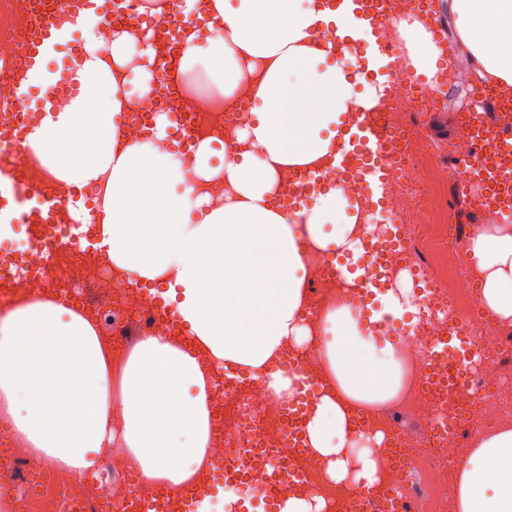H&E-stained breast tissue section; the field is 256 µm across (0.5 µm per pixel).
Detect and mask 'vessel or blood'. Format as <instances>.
I'll list each match as a JSON object with an SVG mask.
<instances>
[{"instance_id": "1", "label": "vessel or blood", "mask_w": 512, "mask_h": 512, "mask_svg": "<svg viewBox=\"0 0 512 512\" xmlns=\"http://www.w3.org/2000/svg\"><path fill=\"white\" fill-rule=\"evenodd\" d=\"M54 2V11L38 16L30 27L21 79L9 103L15 113L14 121L0 129V223L28 225L51 255L60 248L59 240L51 233L54 213L57 206L67 200L68 193L62 189L48 196L38 189L24 187L25 170L17 164L16 158L26 146L30 128L29 93L35 85L41 61L68 37L62 28L63 19H75L83 9L109 18L122 11L124 0ZM181 2L167 0L168 17L160 25L161 31L177 48L182 45L177 24ZM325 4L338 20L330 34L341 49L352 45L377 46L379 31L393 24L401 12L432 18L437 15L436 0H325ZM382 110L383 105L378 102L360 112L357 121L344 129L334 155L335 164L340 168L353 155H362L367 162L364 174L377 185L381 184L387 170L386 155L392 138L379 120ZM462 123L479 148L489 140L497 145L496 161H489L481 151L477 153L471 166L473 177L468 193L485 195L500 205L502 211L512 214V98L503 97L488 84H479L473 93V107L463 115ZM448 344L460 350L448 366V378L457 388H466L478 366L468 346L467 333L461 329L453 332Z\"/></svg>"}]
</instances>
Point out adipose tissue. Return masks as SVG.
I'll return each mask as SVG.
<instances>
[{
    "label": "adipose tissue",
    "mask_w": 512,
    "mask_h": 512,
    "mask_svg": "<svg viewBox=\"0 0 512 512\" xmlns=\"http://www.w3.org/2000/svg\"><path fill=\"white\" fill-rule=\"evenodd\" d=\"M452 11L478 75L512 89V0H452ZM181 13L189 25L182 72L201 60L208 66L195 98L206 103L218 94L232 108L245 95L255 103L225 147L223 166L210 163L211 139L187 149L170 140L163 112L140 140H123V70L143 57L138 91L149 94L155 51L139 46L138 32L120 30L102 52L92 13L78 20L85 40L67 67L78 93L63 108L46 107L27 137L44 167L75 190L70 211L95 223L127 282L167 284L181 327L172 336L140 337L116 362L96 325L69 302L11 307L0 317V417L53 468L94 471L100 451L115 443L149 483L177 493L209 460L214 370L266 374L273 397L291 403L301 377L280 365V353L313 344L328 384L308 410L305 443L332 481L374 486L377 466L358 446L363 436L350 411L401 394L403 362L378 323L413 311L411 291L388 289L373 326L341 301L325 312L320 330L311 329L304 255L311 248L360 253L359 215L340 188L317 192L309 206L280 201L277 183L283 169L322 167L348 114L368 108L375 92L356 91L361 76L334 62V47L314 49V34L336 21L320 0H237L233 7L183 0ZM396 27L416 75L433 81L442 51L432 32L411 15ZM304 101L311 111H299ZM163 139L169 150L158 148ZM186 163L196 182H185ZM219 176L224 201L216 204L208 183ZM87 187L96 188L94 199L84 196ZM469 251L484 307L512 321V225H486ZM175 458L180 466H172ZM455 509L512 512V427L473 442L457 471Z\"/></svg>",
    "instance_id": "adipose-tissue-1"
}]
</instances>
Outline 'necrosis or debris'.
Listing matches in <instances>:
<instances>
[{
    "label": "necrosis or debris",
    "instance_id": "obj_1",
    "mask_svg": "<svg viewBox=\"0 0 512 512\" xmlns=\"http://www.w3.org/2000/svg\"><path fill=\"white\" fill-rule=\"evenodd\" d=\"M36 8L35 0H0V100L9 98L17 85L25 30ZM168 77L174 86L171 95H126L122 116L126 140L141 137L156 113L174 110L188 113L191 139H233L246 120L245 113L225 111L220 98L213 106L201 107L188 90L179 59H172ZM413 86L404 61H397L384 85L383 122L396 137L390 143L392 161L379 201H372L358 166L338 172L329 165L324 170L329 182L339 185L349 203L357 206L361 240L383 242L395 235L398 246L390 248L380 263L368 264L361 285L355 287L327 275L324 252H311L306 260L308 280L314 285L306 319L314 328L335 302L362 300L363 283L373 281L392 288L408 270L418 271L424 283L416 294L424 316L397 338L407 368L397 416L383 409L361 410L354 416L358 432L385 434L381 445L370 448L380 477L371 512H385L393 497L414 505L415 512H453L448 480L455 464L468 453L472 429L512 423V325L486 314L474 275L461 260L466 235L458 224H429L422 219L432 203L439 174L428 162L431 147L411 121L412 113L424 108ZM440 256L456 268L455 277H447L435 265ZM21 260L24 272L0 281V296L12 305L55 298L71 302L104 325L103 336L110 343L113 360L121 358L123 345L113 333L122 325L142 324L148 335H169L176 329L169 317L154 313L155 296L149 289L129 286L94 251L64 246L50 259L30 245L22 251ZM85 287L94 289L96 304L84 305L81 290ZM458 325L468 329L480 366L468 390L432 387L429 377L440 363L436 343ZM210 408L211 466L198 471L197 490H208L214 466L232 462L241 464L243 475L225 484L227 496L276 502L304 491L323 498L331 512H342L352 488L332 482L323 460L313 454L295 457L298 477L274 475L272 463L285 451L284 408L272 397L265 378L234 381L218 375ZM0 447L10 454L11 471L31 479L51 478L65 507L75 506L80 512H95L101 505L122 512L133 498L148 499L158 492L157 487L140 482L117 449L101 458L97 476L81 480L67 471L47 473L42 457L2 420Z\"/></svg>",
    "mask_w": 512,
    "mask_h": 512
}]
</instances>
